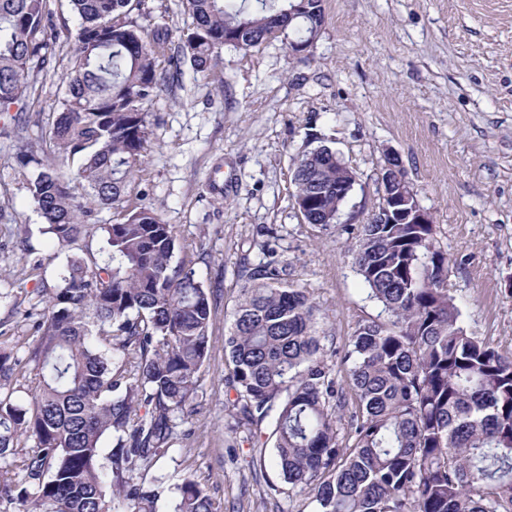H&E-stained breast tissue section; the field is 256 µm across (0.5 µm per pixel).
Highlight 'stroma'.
Wrapping results in <instances>:
<instances>
[{
	"label": "stroma",
	"instance_id": "1",
	"mask_svg": "<svg viewBox=\"0 0 512 512\" xmlns=\"http://www.w3.org/2000/svg\"><path fill=\"white\" fill-rule=\"evenodd\" d=\"M147 28L180 37L183 0H146ZM307 61L278 41L249 55L224 49L208 76L185 70L151 107L144 164L131 186L181 238L203 244L198 279L213 304L209 359L192 433L154 465L171 485L187 472L215 512H315L311 491L285 483L273 448L232 431L235 393L224 335L242 261L258 263L268 229L291 279L318 306L317 328L339 382L358 323L376 317L346 252L377 208L387 155L397 156L450 259L449 285L468 333L512 357V0H324ZM55 56L38 102L0 114V353L32 341L33 314L58 283L67 251L36 211L20 162L42 151L44 112L63 97L78 21L52 0ZM325 137L358 180L337 224L305 223L290 197L291 164ZM26 249H19L18 241Z\"/></svg>",
	"mask_w": 512,
	"mask_h": 512
}]
</instances>
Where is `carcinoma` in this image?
Segmentation results:
<instances>
[{
  "mask_svg": "<svg viewBox=\"0 0 512 512\" xmlns=\"http://www.w3.org/2000/svg\"><path fill=\"white\" fill-rule=\"evenodd\" d=\"M49 2L0 0V112L36 98L56 43ZM68 2L78 30L68 90L45 126L50 162L29 172L24 161L20 174L57 244L99 231L106 258L67 257L24 356H0V512H154L145 472L185 435L212 309L177 257L202 246L130 199L148 106L168 77L210 71L226 47L246 56L278 39L291 51L312 31L288 21L300 0H185L191 27L170 51L167 28L137 22L145 0ZM356 181L323 141L290 169L300 215L324 227ZM105 206L112 223H89ZM266 233L224 336L236 427L272 424L274 464L292 488L314 490L316 512H512V359L460 325L435 225L362 224L348 248L384 313L349 337V412L315 302L288 282ZM26 384L20 406L12 395ZM171 512H213L193 474L174 487Z\"/></svg>",
  "mask_w": 512,
  "mask_h": 512,
  "instance_id": "obj_1",
  "label": "carcinoma"
}]
</instances>
